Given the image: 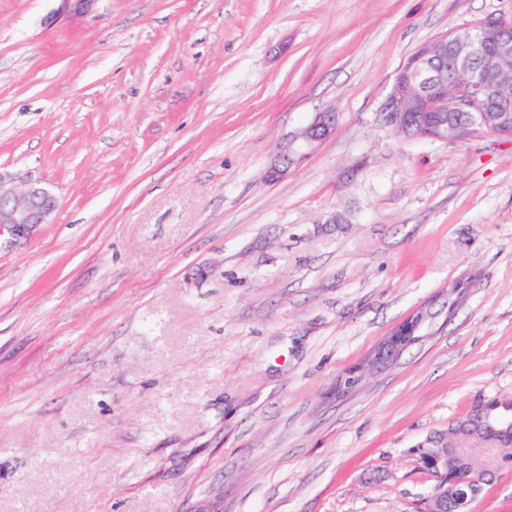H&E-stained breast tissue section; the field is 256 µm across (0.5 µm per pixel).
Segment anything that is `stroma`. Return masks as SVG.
Here are the masks:
<instances>
[{"label": "stroma", "instance_id": "stroma-1", "mask_svg": "<svg viewBox=\"0 0 512 512\" xmlns=\"http://www.w3.org/2000/svg\"><path fill=\"white\" fill-rule=\"evenodd\" d=\"M488 15L512 0H0V169L59 201L0 251V512H417L416 448L512 400V142L383 107ZM335 112H318L312 121L301 127L288 142L280 146L267 171L269 181L283 178L288 169L301 163L332 132ZM420 319V315L412 317L388 336L373 354L370 367L374 366L373 368H378L384 366V363L393 359L397 352L414 338L413 335L419 326Z\"/></svg>", "mask_w": 512, "mask_h": 512}]
</instances>
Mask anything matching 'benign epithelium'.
<instances>
[{"label": "benign epithelium", "mask_w": 512, "mask_h": 512, "mask_svg": "<svg viewBox=\"0 0 512 512\" xmlns=\"http://www.w3.org/2000/svg\"><path fill=\"white\" fill-rule=\"evenodd\" d=\"M512 26L495 16L480 18L464 30H449L421 46L406 59L395 78L384 107V120L408 139L464 141L471 136H496L512 140ZM336 113L319 112L281 146L267 171L277 181L301 163L332 132ZM58 208L56 197L42 181L21 184L0 170V249L30 239L49 224ZM420 323L416 316L394 331L377 348L370 365L378 368L393 359L412 339ZM431 467L436 483L423 499L420 512H448V502L474 489L486 477L497 478L501 467L512 462L511 448H483L471 434L459 446L430 440ZM491 454L494 469H476L467 460Z\"/></svg>", "instance_id": "7a95c632"}]
</instances>
